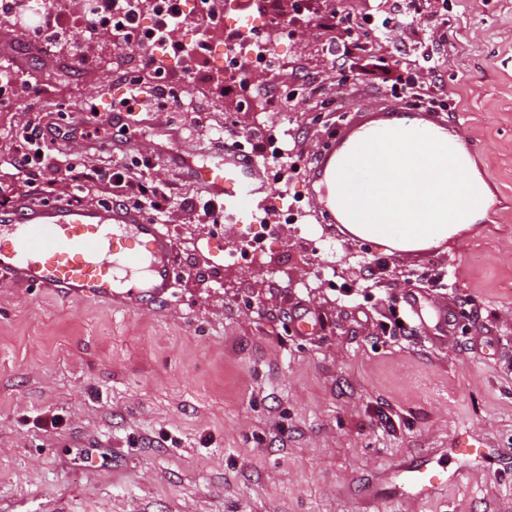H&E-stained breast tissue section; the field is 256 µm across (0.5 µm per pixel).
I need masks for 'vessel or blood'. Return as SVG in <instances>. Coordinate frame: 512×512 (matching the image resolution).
<instances>
[{
	"mask_svg": "<svg viewBox=\"0 0 512 512\" xmlns=\"http://www.w3.org/2000/svg\"><path fill=\"white\" fill-rule=\"evenodd\" d=\"M401 102L349 109L331 147L307 174L312 205L327 223L341 224V210L327 201L325 179L364 140L387 130L402 116ZM420 131L441 141L453 139L457 122L429 110L417 111ZM172 163L213 197L232 219L246 215L249 198L269 192L260 170L244 153L229 147L197 162L171 149ZM174 243L160 225L118 204L22 203L0 217V281L39 288L88 301L118 300L135 308L166 300L174 286ZM398 478L411 493L428 497L446 483L430 461L413 460Z\"/></svg>",
	"mask_w": 512,
	"mask_h": 512,
	"instance_id": "b4317fda",
	"label": "vessel or blood"
}]
</instances>
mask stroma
Wrapping results in <instances>:
<instances>
[{
  "label": "stroma",
  "mask_w": 512,
  "mask_h": 512,
  "mask_svg": "<svg viewBox=\"0 0 512 512\" xmlns=\"http://www.w3.org/2000/svg\"><path fill=\"white\" fill-rule=\"evenodd\" d=\"M342 10L393 27L374 0H313L274 32L283 65L305 89L284 107L263 77L248 107L225 95L222 70L192 58L168 80L191 90L188 107L137 108L138 124L112 137L144 143L150 173L173 195L164 229L176 244L168 302L130 310L0 284V512H512V0H445V24L375 40L339 82L345 26L324 32L309 11ZM446 66L430 94L452 107L496 208L439 246L400 252L342 237L307 209L303 223L271 225L252 264L225 262L240 246L235 222L205 221V191L187 182L152 143L176 132L198 157L235 129H289L315 157L337 115L388 99L376 72L425 50ZM73 45L46 52L0 20V70L27 75L0 105V192L14 199L98 202L110 188L75 187L14 159L28 130L59 112L112 111L121 72L143 52L101 38L74 61ZM334 101L328 111L325 101ZM55 166H108L92 140L58 141ZM335 245L336 280L319 284ZM416 298L422 322L391 331L393 303ZM313 325L295 328L298 317ZM454 326H447V319ZM472 444L483 455L465 459ZM444 466L441 494L414 497L393 473L405 458Z\"/></svg>",
  "instance_id": "obj_1"
}]
</instances>
